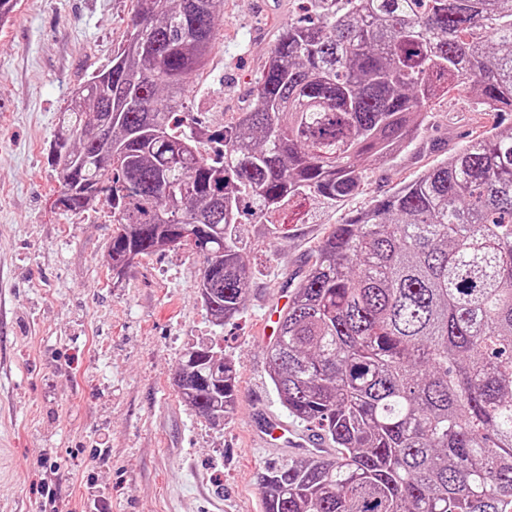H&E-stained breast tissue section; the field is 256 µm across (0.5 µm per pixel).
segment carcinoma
I'll list each match as a JSON object with an SVG mask.
<instances>
[{
    "instance_id": "carcinoma-1",
    "label": "carcinoma",
    "mask_w": 512,
    "mask_h": 512,
    "mask_svg": "<svg viewBox=\"0 0 512 512\" xmlns=\"http://www.w3.org/2000/svg\"><path fill=\"white\" fill-rule=\"evenodd\" d=\"M133 2L146 37L64 109L58 197L83 213L110 183L112 270L193 228L215 326L245 310L243 206L359 191L363 163L410 145L462 79L486 115L512 112V0H302L211 158L182 110L224 0ZM268 356L288 414L333 452L267 469L263 512H512V126L336 225ZM177 374L210 422L235 414L231 358L192 346Z\"/></svg>"
}]
</instances>
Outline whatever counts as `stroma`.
Masks as SVG:
<instances>
[{
  "mask_svg": "<svg viewBox=\"0 0 512 512\" xmlns=\"http://www.w3.org/2000/svg\"><path fill=\"white\" fill-rule=\"evenodd\" d=\"M297 11L296 0H224L208 65L185 93L192 126L221 130L254 102ZM132 16L131 0H20L0 28V512H262V474L292 459L253 439L258 413L288 417L260 334L268 298L294 293L335 224L492 125L461 84L338 205L290 200L272 217L285 226L277 238L243 212L254 276L244 312L216 327L196 290L198 254L167 247L116 282L109 203L80 215L52 206L62 111L110 66ZM211 343L238 373L237 411L220 425L173 384L185 349Z\"/></svg>",
  "mask_w": 512,
  "mask_h": 512,
  "instance_id": "obj_1",
  "label": "stroma"
}]
</instances>
